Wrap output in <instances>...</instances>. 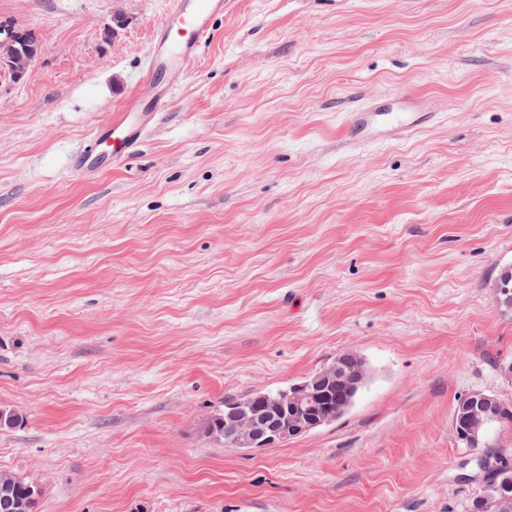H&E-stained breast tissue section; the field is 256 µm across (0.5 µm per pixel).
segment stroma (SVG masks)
I'll return each instance as SVG.
<instances>
[{"label": "stroma", "mask_w": 512, "mask_h": 512, "mask_svg": "<svg viewBox=\"0 0 512 512\" xmlns=\"http://www.w3.org/2000/svg\"><path fill=\"white\" fill-rule=\"evenodd\" d=\"M171 0H0L36 32L0 74V470L37 512H467L482 451L457 399L512 400V0H232L187 71L157 63ZM422 98L406 138L345 147L351 109ZM167 99L129 161L65 152ZM373 377L284 445L205 438L226 397L343 353Z\"/></svg>", "instance_id": "35a3bbf8"}]
</instances>
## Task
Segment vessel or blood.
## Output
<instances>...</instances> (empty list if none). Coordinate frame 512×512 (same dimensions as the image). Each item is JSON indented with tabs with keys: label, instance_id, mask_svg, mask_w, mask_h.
<instances>
[{
	"label": "vessel or blood",
	"instance_id": "vessel-or-blood-1",
	"mask_svg": "<svg viewBox=\"0 0 512 512\" xmlns=\"http://www.w3.org/2000/svg\"><path fill=\"white\" fill-rule=\"evenodd\" d=\"M175 24L158 26L154 31L153 44L157 51L176 63L180 68H189L196 60L200 48L211 34V21L224 12V0H173ZM140 112L138 104L129 110L117 113L109 127L95 132L80 152L70 155L71 167L79 169L85 176H95L101 166L103 145H110L113 161L132 155L143 140L152 113L140 112V120H132V112ZM352 122L365 130L374 125L385 128L389 136L403 137L419 126L433 120V113L406 103L400 113L385 110L376 103H365L352 112Z\"/></svg>",
	"mask_w": 512,
	"mask_h": 512
}]
</instances>
